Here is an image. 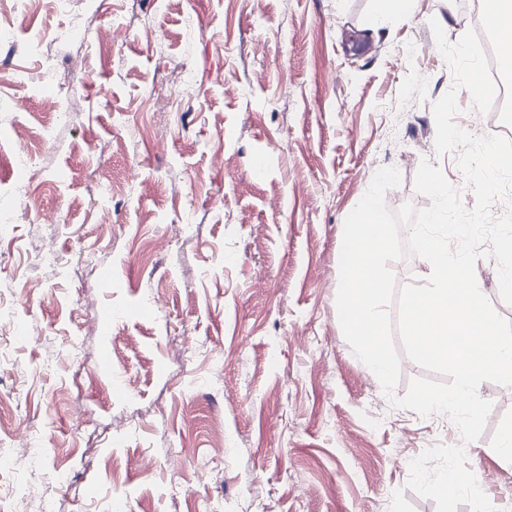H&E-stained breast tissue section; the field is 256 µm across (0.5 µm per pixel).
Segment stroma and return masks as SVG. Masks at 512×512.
Instances as JSON below:
<instances>
[{"mask_svg":"<svg viewBox=\"0 0 512 512\" xmlns=\"http://www.w3.org/2000/svg\"><path fill=\"white\" fill-rule=\"evenodd\" d=\"M44 0L0 30V482L51 512H390L409 462L465 444L498 512L490 454L512 387L471 443L395 407L342 333L347 215L383 167L390 208L437 154L448 41L477 0ZM55 101L58 122L40 114ZM54 233V262L39 249ZM78 332L82 358L67 344ZM375 12L368 20L374 22L380 14H393L405 20H412L417 15L420 0H375Z\"/></svg>","mask_w":512,"mask_h":512,"instance_id":"obj_1","label":"stroma"}]
</instances>
